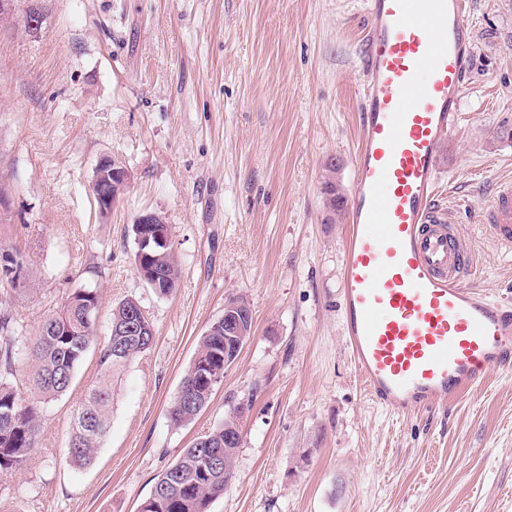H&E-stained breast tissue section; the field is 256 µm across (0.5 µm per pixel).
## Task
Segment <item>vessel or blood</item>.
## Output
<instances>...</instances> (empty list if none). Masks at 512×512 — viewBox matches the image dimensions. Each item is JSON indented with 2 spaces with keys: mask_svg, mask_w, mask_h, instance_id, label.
Listing matches in <instances>:
<instances>
[{
  "mask_svg": "<svg viewBox=\"0 0 512 512\" xmlns=\"http://www.w3.org/2000/svg\"><path fill=\"white\" fill-rule=\"evenodd\" d=\"M364 102L345 203L340 307L349 358L388 412L432 411L512 366V302L473 284L460 225L437 199L474 50L466 0H367ZM512 252V180L484 210Z\"/></svg>",
  "mask_w": 512,
  "mask_h": 512,
  "instance_id": "obj_1",
  "label": "vessel or blood"
}]
</instances>
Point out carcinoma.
<instances>
[{
    "mask_svg": "<svg viewBox=\"0 0 512 512\" xmlns=\"http://www.w3.org/2000/svg\"><path fill=\"white\" fill-rule=\"evenodd\" d=\"M331 175L324 181L328 209H343L345 195L336 183V164H328ZM6 262L0 265V286L21 292L27 276L28 259L18 247L0 246ZM157 273L168 295L178 285L179 265L172 248L159 250ZM99 297L95 288H80L70 294L60 312L47 319L38 332L21 346L14 319L0 314V472L20 468L38 449L42 408L25 404L17 396L8 376L15 365L27 357L30 381L43 402L64 394L71 386L75 371L91 345L97 341L95 313ZM136 301L127 299L112 310L109 329L99 350V381L88 387L72 411L68 448L70 464L85 468L95 459L106 438L112 416V377L134 357L149 349L140 336L123 335ZM253 332L249 302L231 296L224 304V317L215 320L197 347L195 358L185 373L180 390L169 407L170 421L181 426L192 421L207 405L212 391L224 379V360L235 361ZM242 434L237 414L198 438L183 450L179 458L158 477L140 512H209L234 477L235 448L224 447V429Z\"/></svg>",
    "mask_w": 512,
    "mask_h": 512,
    "instance_id": "1",
    "label": "carcinoma"
}]
</instances>
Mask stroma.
<instances>
[{"instance_id": "1", "label": "stroma", "mask_w": 512, "mask_h": 512, "mask_svg": "<svg viewBox=\"0 0 512 512\" xmlns=\"http://www.w3.org/2000/svg\"><path fill=\"white\" fill-rule=\"evenodd\" d=\"M366 0H15L0 22V243L30 255L7 308L31 337L68 295L97 288L98 336L136 300L154 340L112 381L94 463H67L70 415L97 380L89 350L43 406L40 447L0 473V512H139L156 477L239 405L234 478L210 512H512V369L432 412L390 415L349 363L339 307L345 213L324 205L336 161L351 193ZM44 17L26 29L29 10ZM469 90L437 160L476 283L512 300V254L479 217L512 178V0H468ZM133 175L101 213V156ZM162 213L181 276L137 274L131 226ZM244 296L253 332L207 406L167 409L198 343Z\"/></svg>"}]
</instances>
